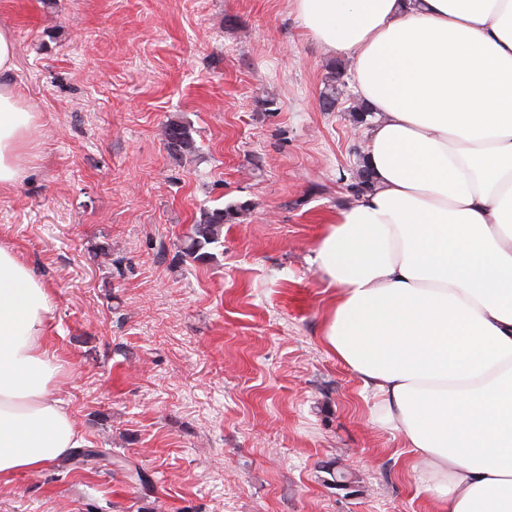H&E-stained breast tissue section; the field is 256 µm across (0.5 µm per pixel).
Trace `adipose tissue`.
Wrapping results in <instances>:
<instances>
[{"label":"adipose tissue","instance_id":"1","mask_svg":"<svg viewBox=\"0 0 512 512\" xmlns=\"http://www.w3.org/2000/svg\"><path fill=\"white\" fill-rule=\"evenodd\" d=\"M312 38L352 58L377 115L373 187L311 259L336 288L324 342L402 436L435 512H512V0H295ZM0 30V189L34 127ZM49 297L0 246V480L83 436L51 390Z\"/></svg>","mask_w":512,"mask_h":512}]
</instances>
